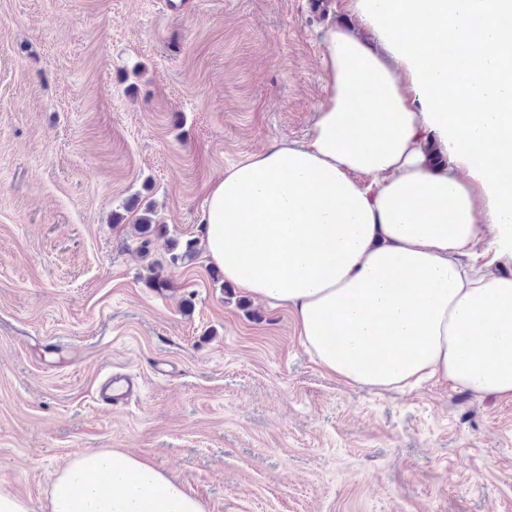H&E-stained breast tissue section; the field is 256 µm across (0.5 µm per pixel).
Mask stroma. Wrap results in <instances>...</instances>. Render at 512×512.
<instances>
[{
    "mask_svg": "<svg viewBox=\"0 0 512 512\" xmlns=\"http://www.w3.org/2000/svg\"><path fill=\"white\" fill-rule=\"evenodd\" d=\"M0 0V489L48 512L76 454H134L207 512H512V401L329 377L225 283L207 185L310 133L340 0ZM163 226L147 251L124 205ZM164 262L165 289L147 280ZM137 377L120 408L111 373Z\"/></svg>",
    "mask_w": 512,
    "mask_h": 512,
    "instance_id": "35a3bbf8",
    "label": "stroma"
}]
</instances>
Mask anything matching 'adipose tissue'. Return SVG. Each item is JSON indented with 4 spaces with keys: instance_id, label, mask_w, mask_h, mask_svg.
Segmentation results:
<instances>
[{
    "instance_id": "adipose-tissue-1",
    "label": "adipose tissue",
    "mask_w": 512,
    "mask_h": 512,
    "mask_svg": "<svg viewBox=\"0 0 512 512\" xmlns=\"http://www.w3.org/2000/svg\"><path fill=\"white\" fill-rule=\"evenodd\" d=\"M305 143L277 142L205 197L210 260L290 309L321 368L373 389L427 378L512 400V0H343ZM50 512H205L121 450L75 455Z\"/></svg>"
}]
</instances>
